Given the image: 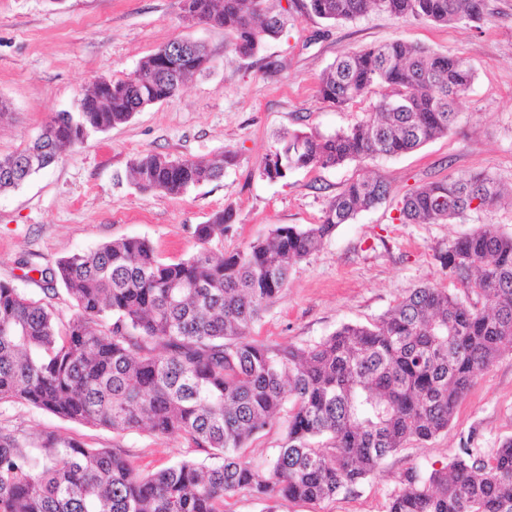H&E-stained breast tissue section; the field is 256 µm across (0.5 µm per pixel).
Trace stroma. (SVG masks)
<instances>
[{
    "instance_id": "obj_1",
    "label": "stroma",
    "mask_w": 512,
    "mask_h": 512,
    "mask_svg": "<svg viewBox=\"0 0 512 512\" xmlns=\"http://www.w3.org/2000/svg\"><path fill=\"white\" fill-rule=\"evenodd\" d=\"M292 0H265L284 14L282 34L251 58L226 46L218 26L184 22L180 0H0V155L31 144L55 113L77 111L100 77L132 73L158 46L177 38L203 43L207 72L174 96L147 107L128 123L95 133L22 186L0 192V281L25 294L49 298L62 317L74 308L65 292L46 296L25 278L22 261L46 267L69 254L123 237L147 238L165 261L194 253L196 225L221 209L233 228L215 253L227 254L266 238L280 224H315L348 182L385 180L389 197L340 225L292 270L288 286L252 331L254 338L305 347L341 325H368L412 290L438 286L461 293L437 251L485 224L512 234V205L467 212L440 224H404L402 197L419 186L462 173L486 171L512 189V0H484L481 22L435 25L411 16L369 12L333 23L293 9ZM396 39L469 60L475 78L457 103L446 137L395 157L350 161L327 169H295L270 180L259 169L277 134L303 130L332 134L364 120L380 90L343 106L317 93L322 72L343 54ZM208 160L232 153L222 180L173 198L144 193L128 176L138 155ZM0 426L39 436L52 433L94 448H118L148 473L183 460L210 464L207 449L146 430L122 434L66 421L23 405H0ZM491 451L512 437V354L477 377L448 429L387 457L354 493L316 503L250 496L228 499V512H386L405 469L449 463L467 437Z\"/></svg>"
}]
</instances>
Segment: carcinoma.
Returning <instances> with one entry per match:
<instances>
[{
	"label": "carcinoma",
	"instance_id": "1",
	"mask_svg": "<svg viewBox=\"0 0 512 512\" xmlns=\"http://www.w3.org/2000/svg\"><path fill=\"white\" fill-rule=\"evenodd\" d=\"M307 14L347 21L370 11L436 24L480 21L483 0H297ZM195 23L224 28L232 50L255 56L278 37L285 17L262 0H182ZM181 42L183 55L167 49ZM202 43L157 47L112 87L85 94L78 112H57L34 142L0 156V191L15 189L55 162L80 136L124 124L209 68ZM475 78L469 62L402 40L338 58L320 76L318 96L336 106L385 93L365 121L334 134L293 131L264 158L260 175L329 168L398 156L444 137L455 104ZM234 156L207 162L146 153L130 174L143 192L180 197L220 180ZM389 186L353 181L317 224H281L261 241L217 255L209 248L232 228L219 210L194 236L201 248L166 262L151 242L126 237L39 268L75 312L0 281V405L25 404L60 419L114 432L148 429L209 448L221 463L184 460L141 476L118 448H90L52 434L0 429V512H224L247 494L311 503L352 493L409 442L448 429L478 373L512 350V235L485 225L436 253L443 269L483 307L444 288H417L371 325L344 324L307 347L251 337L288 284L294 265L336 228L382 203ZM507 194L487 172L446 177L404 196V223L449 221L496 205ZM282 444L267 463L245 455L273 426ZM387 512H512V437L490 453L465 444L439 468H408Z\"/></svg>",
	"mask_w": 512,
	"mask_h": 512
}]
</instances>
